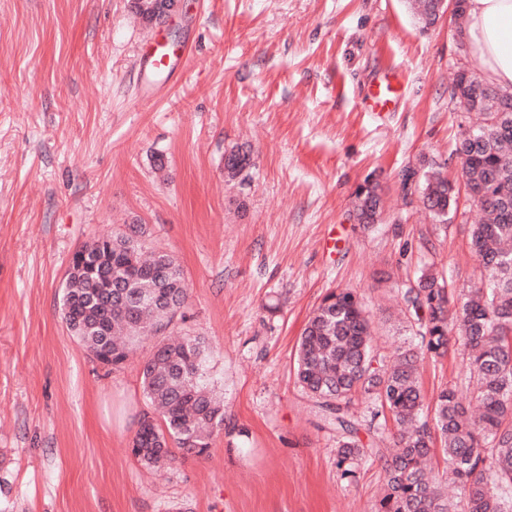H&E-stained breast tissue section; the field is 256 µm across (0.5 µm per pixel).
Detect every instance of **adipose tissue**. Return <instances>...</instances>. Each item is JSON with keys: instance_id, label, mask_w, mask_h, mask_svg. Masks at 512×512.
Instances as JSON below:
<instances>
[{"instance_id": "1", "label": "adipose tissue", "mask_w": 512, "mask_h": 512, "mask_svg": "<svg viewBox=\"0 0 512 512\" xmlns=\"http://www.w3.org/2000/svg\"><path fill=\"white\" fill-rule=\"evenodd\" d=\"M464 42L486 81L512 88V0H467Z\"/></svg>"}]
</instances>
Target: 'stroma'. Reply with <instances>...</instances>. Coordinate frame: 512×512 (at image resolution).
Returning a JSON list of instances; mask_svg holds the SVG:
<instances>
[{"label": "stroma", "mask_w": 512, "mask_h": 512, "mask_svg": "<svg viewBox=\"0 0 512 512\" xmlns=\"http://www.w3.org/2000/svg\"><path fill=\"white\" fill-rule=\"evenodd\" d=\"M160 35L192 53L145 103L138 57ZM462 43L447 7L429 24L413 0H177L149 23L130 0H0V512H373L381 464L337 469L297 344L332 289L361 297L389 355L410 334L396 286L429 266L477 282L453 153L454 77L478 67ZM387 60L403 96L363 111ZM233 149L250 163L230 180ZM433 167L456 188L444 224L402 181ZM367 183L384 208L366 230ZM130 224L179 264L175 332L207 341L224 397L209 451L173 449L159 472L131 454L154 340L106 366L61 311L73 253ZM467 364L459 346L425 359L427 400L454 387L475 407Z\"/></svg>", "instance_id": "stroma-1"}]
</instances>
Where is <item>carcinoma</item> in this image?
Returning a JSON list of instances; mask_svg holds the SVG:
<instances>
[{
    "label": "carcinoma",
    "mask_w": 512,
    "mask_h": 512,
    "mask_svg": "<svg viewBox=\"0 0 512 512\" xmlns=\"http://www.w3.org/2000/svg\"><path fill=\"white\" fill-rule=\"evenodd\" d=\"M458 105L476 113L456 144L465 187L482 217L470 241L481 268L460 296L430 268L401 292L405 316L417 326V342L397 347L392 359L371 346L372 321L349 290L328 292L309 317L298 343L296 375L336 431V467L353 477L361 464L383 462L385 494L374 512H512V89L482 80L472 70ZM249 158L232 150L224 174L235 179ZM363 226L380 214L374 187L357 193ZM423 202L439 218L448 215L455 189L439 173L426 179ZM141 227L107 235L73 255L76 273L62 294L63 318L102 364H122L145 335L167 328L188 298L174 258L148 251ZM467 350L469 376L482 412L471 419L453 388H443L433 418L423 416L419 368L451 346ZM142 381L160 423L149 421L132 440L134 458L155 467L170 448L204 454L224 429V400L209 383V351L198 337L159 345L142 367ZM373 404L367 444L358 438L350 405L357 395ZM393 431H387V422ZM392 439L387 454L376 442ZM440 440L443 475L427 472Z\"/></svg>",
    "instance_id": "1"
}]
</instances>
